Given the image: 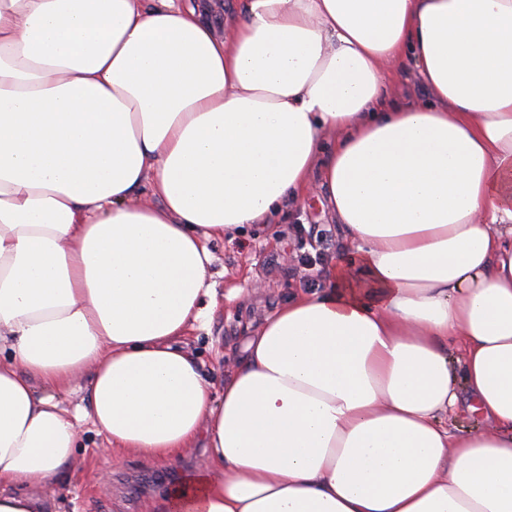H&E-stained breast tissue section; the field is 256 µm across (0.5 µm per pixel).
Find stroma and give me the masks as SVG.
<instances>
[{"label": "stroma", "mask_w": 512, "mask_h": 512, "mask_svg": "<svg viewBox=\"0 0 512 512\" xmlns=\"http://www.w3.org/2000/svg\"><path fill=\"white\" fill-rule=\"evenodd\" d=\"M311 192L296 207L282 208L266 225H246L224 238L211 240L214 256L208 277L218 291L249 288L253 295L241 305H218L210 324L192 331L186 347L201 364L206 378L221 383L224 364L236 355L264 312L300 288L316 285L327 260L347 247L335 220ZM82 449L64 484L47 494L62 501L64 512H151L154 498L174 478L190 472L201 449L173 463L150 465L132 452H112L90 424H83Z\"/></svg>", "instance_id": "stroma-1"}]
</instances>
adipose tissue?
I'll list each match as a JSON object with an SVG mask.
<instances>
[{"instance_id": "1", "label": "adipose tissue", "mask_w": 512, "mask_h": 512, "mask_svg": "<svg viewBox=\"0 0 512 512\" xmlns=\"http://www.w3.org/2000/svg\"><path fill=\"white\" fill-rule=\"evenodd\" d=\"M242 8L0 0V512H47L85 419L205 445L154 512H512V0ZM314 184L349 247L215 387L182 340L247 296L208 243ZM391 92L394 95L411 98L417 102H424L427 99L426 89L418 82L415 73L410 69L393 80Z\"/></svg>"}]
</instances>
